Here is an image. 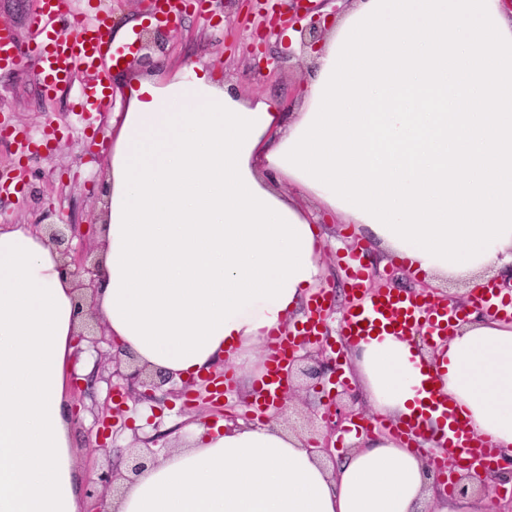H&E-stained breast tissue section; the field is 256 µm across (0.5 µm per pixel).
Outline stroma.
Listing matches in <instances>:
<instances>
[{
    "instance_id": "stroma-1",
    "label": "stroma",
    "mask_w": 512,
    "mask_h": 512,
    "mask_svg": "<svg viewBox=\"0 0 512 512\" xmlns=\"http://www.w3.org/2000/svg\"><path fill=\"white\" fill-rule=\"evenodd\" d=\"M35 0H0V26L10 27L22 51L32 48ZM157 74L168 78L191 67L218 73L226 88L248 99H268L286 109L301 104L299 87L312 67L311 57L300 49H288L280 29L270 28L263 13L250 0L226 9L213 0L209 9H190L183 14L178 31L164 53L157 56ZM87 80L76 74L72 83L55 94H46L35 69L24 73L0 70V122L29 133L39 152L24 156L14 140L0 139V177L13 179L15 189L0 192V226L8 224L74 223L80 233L73 250L94 244L99 229V203L106 179V163L112 151V121L123 104L105 102L91 115L78 110L77 93ZM326 285L333 293L334 313L328 321L338 332L351 299L345 266L351 253L362 265L377 264L382 278L394 288L410 292L416 278L404 265L385 257L353 225L336 221L323 225ZM234 400L226 408L189 410L183 398H168L158 407L129 404L114 423V441L97 450L95 418L105 407L109 386L96 380L85 392L70 391V401L84 410L72 424V441L87 481L112 470L126 476L142 441L162 432L154 454L186 443L185 426L193 420H223L235 413L244 422L256 421L249 403L254 389L244 380H233ZM296 396L276 423L282 429L311 438L317 436L321 415L336 402L335 385H312L295 375Z\"/></svg>"
}]
</instances>
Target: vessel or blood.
Masks as SVG:
<instances>
[{"label": "vessel or blood", "mask_w": 512, "mask_h": 512, "mask_svg": "<svg viewBox=\"0 0 512 512\" xmlns=\"http://www.w3.org/2000/svg\"><path fill=\"white\" fill-rule=\"evenodd\" d=\"M36 4L38 36L31 59L41 77L44 91L57 92L62 86L70 84L76 73L88 74L89 80L81 91V107L89 111L95 109L105 98L106 76L100 69V62L112 50L111 11L99 9L89 20L73 13L68 0H36ZM60 22L73 28V36H58L56 25ZM21 66L22 59L13 31L5 26L0 27V67L17 70ZM346 277L352 302L343 318V341L354 343L367 336L384 333L398 336L421 333L435 341L447 335L459 319L458 308L442 300L390 288L371 290L369 271L359 262L348 264ZM476 300L488 311L512 320V299L504 300L494 288L482 289ZM328 307V290L318 291L311 300L305 322L294 335L269 337L271 356L256 395L257 407L267 408L275 404L283 387V373L289 359L300 344L317 335ZM419 392L426 400L428 409L440 413L448 422L447 436L438 440V470L449 472L451 466L462 457L473 466L496 460V446L489 440H477L470 435L455 409L446 405L438 391L433 389L431 379L421 381Z\"/></svg>", "instance_id": "obj_1"}]
</instances>
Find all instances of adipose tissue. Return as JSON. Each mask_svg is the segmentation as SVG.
<instances>
[{
    "label": "adipose tissue",
    "mask_w": 512,
    "mask_h": 512,
    "mask_svg": "<svg viewBox=\"0 0 512 512\" xmlns=\"http://www.w3.org/2000/svg\"><path fill=\"white\" fill-rule=\"evenodd\" d=\"M312 56L294 112L202 67L118 74L93 310L139 364L177 382L222 359L259 370L269 333L322 282L325 215L432 280L512 272L504 0H349ZM75 283L44 227H0V512H87L67 399ZM351 351L371 413L439 437L417 393L429 374L474 437L512 455V324L472 308L437 352L395 335ZM190 428L106 512L496 508L492 493L438 495L425 459L384 435L346 434L333 463L273 424Z\"/></svg>",
    "instance_id": "obj_1"
}]
</instances>
